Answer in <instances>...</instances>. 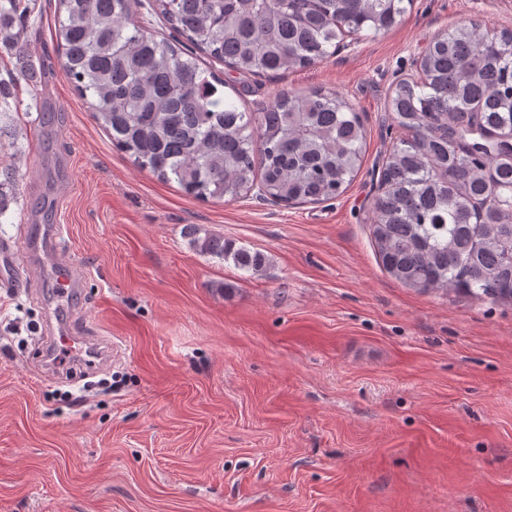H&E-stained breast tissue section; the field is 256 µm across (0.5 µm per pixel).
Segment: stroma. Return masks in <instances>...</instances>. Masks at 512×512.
I'll return each mask as SVG.
<instances>
[{
	"label": "stroma",
	"instance_id": "obj_1",
	"mask_svg": "<svg viewBox=\"0 0 512 512\" xmlns=\"http://www.w3.org/2000/svg\"><path fill=\"white\" fill-rule=\"evenodd\" d=\"M57 11L30 0L24 56L0 46V243L67 227L41 289L0 278V512H512V304L403 287L371 231L396 83L451 25L512 27V0H413L303 70L204 58L249 111L323 88L359 112L358 177L292 205L134 165L64 77ZM193 226L264 266L199 253ZM60 259L77 327L117 345L91 372L45 358Z\"/></svg>",
	"mask_w": 512,
	"mask_h": 512
}]
</instances>
